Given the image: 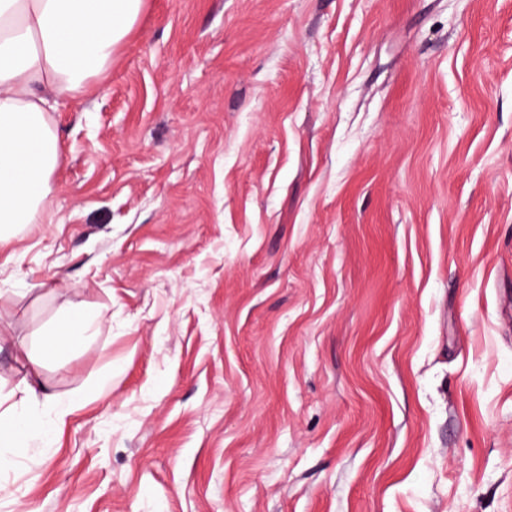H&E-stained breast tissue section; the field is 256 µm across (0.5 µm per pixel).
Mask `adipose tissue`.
<instances>
[{"label": "adipose tissue", "mask_w": 512, "mask_h": 512, "mask_svg": "<svg viewBox=\"0 0 512 512\" xmlns=\"http://www.w3.org/2000/svg\"><path fill=\"white\" fill-rule=\"evenodd\" d=\"M144 0H0V238L31 223L52 189L60 145L49 115L107 71ZM93 317L67 307L41 350L48 359L82 345ZM0 427V471L11 448L26 447L47 425L11 405Z\"/></svg>", "instance_id": "1"}]
</instances>
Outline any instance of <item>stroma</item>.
Segmentation results:
<instances>
[{
    "mask_svg": "<svg viewBox=\"0 0 512 512\" xmlns=\"http://www.w3.org/2000/svg\"><path fill=\"white\" fill-rule=\"evenodd\" d=\"M50 121L0 512H512V0H145ZM93 317L90 310L83 305L67 307L45 336L40 359H32L35 364L42 360L56 357L82 345L87 336H91ZM9 420L0 427V471L13 467L14 460L2 448H23L33 435L47 431L48 424L35 418L27 408L13 404L8 408Z\"/></svg>",
    "mask_w": 512,
    "mask_h": 512,
    "instance_id": "obj_1",
    "label": "stroma"
}]
</instances>
